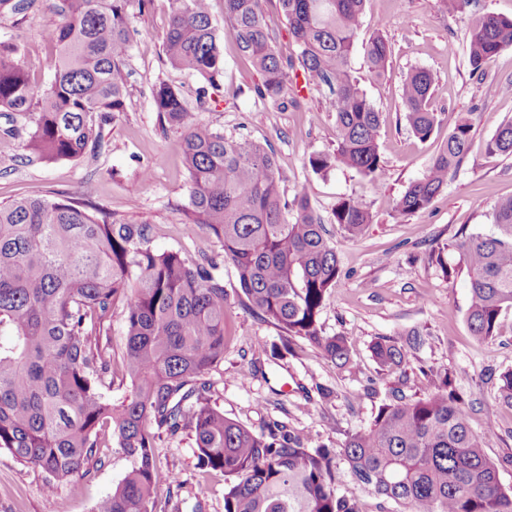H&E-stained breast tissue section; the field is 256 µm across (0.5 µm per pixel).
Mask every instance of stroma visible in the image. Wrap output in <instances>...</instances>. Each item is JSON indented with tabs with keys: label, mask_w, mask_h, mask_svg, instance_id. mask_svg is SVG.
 Segmentation results:
<instances>
[{
	"label": "stroma",
	"mask_w": 512,
	"mask_h": 512,
	"mask_svg": "<svg viewBox=\"0 0 512 512\" xmlns=\"http://www.w3.org/2000/svg\"><path fill=\"white\" fill-rule=\"evenodd\" d=\"M55 0H34L23 24L0 17V36L25 44L31 77H53L50 47L42 34L58 23ZM211 18L222 32L224 74L216 90H205L200 77L170 67L162 50L171 0H151L145 13L131 11L136 36L130 50L128 96L124 111L103 127L99 148L79 160L47 163L28 159L15 142L0 141V203L19 196L81 197L107 207L114 219L155 224L158 250L181 251L188 261L215 250L212 237L186 221L187 173L181 132L162 127L152 103V87L164 81L177 87L195 120L225 137L268 145L283 176L285 199L306 191L336 245L340 276L321 314L325 334L354 341L352 366L342 368L303 340H295L284 357H271L281 331L240 303L235 270L220 271L228 291L224 317V360L210 375L212 401L226 417L262 433L272 423L307 434L336 447L347 433L368 427L379 406L392 394L419 398L433 388L436 374L448 373L468 405L473 428L490 441L489 457L499 467L505 488H512V410L501 405L496 379L512 369V312L498 336L475 340L467 327L468 273L444 277L436 263L456 264L453 247L458 230L490 231L488 213L500 199L512 197V157L485 152L486 141L512 120V95H494L490 83H512V51L497 57L485 74L468 63L463 22L449 16L440 0H367L361 39L380 33L390 42L388 76L376 79L362 54L351 66L376 111L381 114L378 143L385 168L382 185H374L348 167L313 173L307 158L336 146L335 117L324 94L311 90L301 108L282 107L254 92L259 75L224 33L222 0H210ZM434 77L431 108L437 115L433 136L419 141L403 114L401 81L413 69ZM474 120L470 152L448 176V185L430 207L409 217L394 206L408 186L426 174L459 115ZM362 199L373 222L363 238L345 237L333 221L343 197ZM420 331L423 343L409 354L402 371L381 372L371 357L374 338L404 339ZM105 463L87 481L46 491L47 475L21 464L0 449V512H90L111 493L129 463L103 434ZM190 431L162 435L155 450L159 471L155 512H224L222 473L200 468ZM179 487H169V477Z\"/></svg>",
	"instance_id": "obj_1"
}]
</instances>
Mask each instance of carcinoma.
Instances as JSON below:
<instances>
[{"label": "carcinoma", "mask_w": 512, "mask_h": 512, "mask_svg": "<svg viewBox=\"0 0 512 512\" xmlns=\"http://www.w3.org/2000/svg\"><path fill=\"white\" fill-rule=\"evenodd\" d=\"M227 32L261 76L262 99L299 104L295 77L328 91L336 147L312 153L316 174L346 166L381 185L380 113L351 67L360 49L369 69L386 74L391 45L380 33L358 42L365 0H278L295 43L281 57L262 0H223ZM467 22L468 61L483 73L512 49V18L468 13L470 0H441ZM32 0H0V16L24 14ZM150 0H57L59 24L46 28L51 82H32L25 47L0 37V112L11 113L0 139L19 140L43 162L78 159L102 141V125L124 111L127 61L135 31L129 9ZM168 64L213 85L224 56L209 0H172L162 42ZM433 75L414 69L402 79L404 118L428 140L437 125L430 107ZM161 124L182 132L189 196L184 215L213 236L218 248L189 264L178 250L153 246L155 227L117 222L102 207L74 200L21 197L0 204V449L41 468L48 487L91 478L100 462L104 428L130 466L92 512H153L158 470L155 432L194 435L198 464L227 482L224 512H362L360 498L339 488V469L358 488L403 507L402 512H512L487 438L471 426L468 407L449 374L435 390L408 400L394 396L371 424L330 448L274 424L255 434L211 401V371L224 359L227 289L219 271L233 264L243 303L285 334L282 348L301 339L337 365L352 364L353 341L325 335L320 318L340 267L307 194L285 200L273 154L248 139H230L192 119L174 86L152 89ZM461 116L425 176L400 197L402 217L426 210L463 163L472 138ZM490 154L512 155V120L487 141ZM489 233L454 244L469 274L466 321L478 339L499 334L512 311V198L489 213ZM334 223L349 238L365 235L372 217L356 197L339 199ZM125 322L124 369L130 387L112 400V315ZM422 343L378 337L369 345L382 371L407 364ZM501 404L512 409V370L498 376Z\"/></svg>", "instance_id": "cac0c4a2"}]
</instances>
